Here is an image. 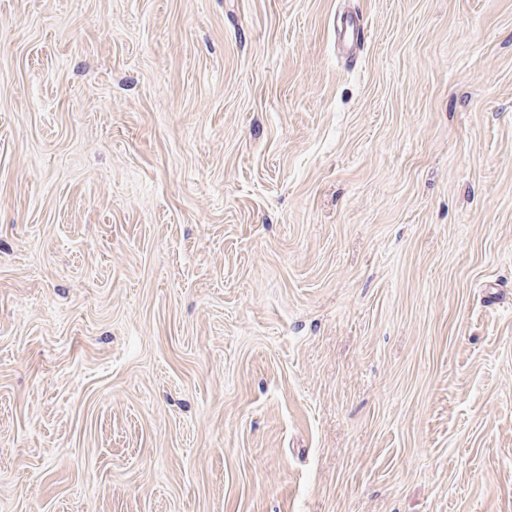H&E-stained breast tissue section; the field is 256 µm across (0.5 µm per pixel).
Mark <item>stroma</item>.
<instances>
[{"label":"stroma","mask_w":512,"mask_h":512,"mask_svg":"<svg viewBox=\"0 0 512 512\" xmlns=\"http://www.w3.org/2000/svg\"><path fill=\"white\" fill-rule=\"evenodd\" d=\"M0 512H512V0H0Z\"/></svg>","instance_id":"obj_1"}]
</instances>
